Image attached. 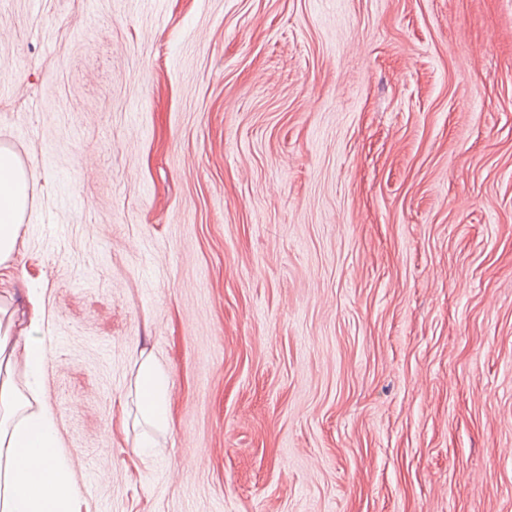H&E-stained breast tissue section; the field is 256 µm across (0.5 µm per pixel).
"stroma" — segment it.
Here are the masks:
<instances>
[{
	"label": "stroma",
	"instance_id": "stroma-1",
	"mask_svg": "<svg viewBox=\"0 0 512 512\" xmlns=\"http://www.w3.org/2000/svg\"><path fill=\"white\" fill-rule=\"evenodd\" d=\"M1 145L86 512H512V0H0ZM136 388L139 411L143 420L158 430L167 429L170 404L167 397V375L150 355L141 353Z\"/></svg>",
	"mask_w": 512,
	"mask_h": 512
}]
</instances>
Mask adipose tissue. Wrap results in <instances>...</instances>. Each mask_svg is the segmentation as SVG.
<instances>
[{
    "mask_svg": "<svg viewBox=\"0 0 512 512\" xmlns=\"http://www.w3.org/2000/svg\"><path fill=\"white\" fill-rule=\"evenodd\" d=\"M28 175L17 156L0 147V266L12 259L27 205ZM27 309L0 297V512H83L69 461L60 448L56 415L39 399L46 349L38 335L40 295L25 292ZM136 388L143 420L167 429V375L141 357Z\"/></svg>",
    "mask_w": 512,
    "mask_h": 512,
    "instance_id": "1",
    "label": "adipose tissue"
}]
</instances>
